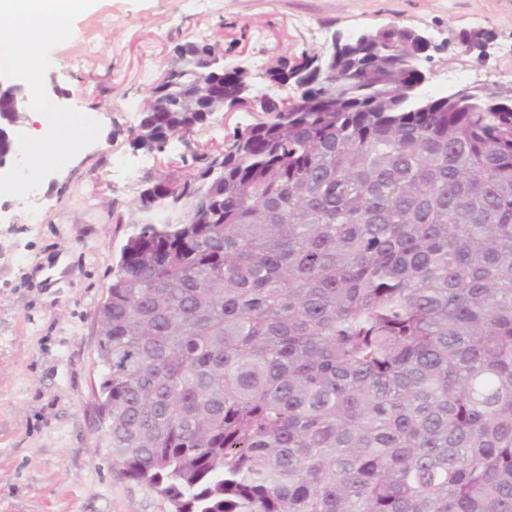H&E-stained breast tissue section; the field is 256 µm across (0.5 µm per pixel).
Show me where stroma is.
I'll return each instance as SVG.
<instances>
[{
	"label": "stroma",
	"instance_id": "obj_1",
	"mask_svg": "<svg viewBox=\"0 0 512 512\" xmlns=\"http://www.w3.org/2000/svg\"><path fill=\"white\" fill-rule=\"evenodd\" d=\"M400 25L426 32L423 94L473 81L512 84V0H98L53 48L50 99L102 124L99 140L37 190L30 205L5 197L0 210V512H171L163 496L123 476L103 441L97 319L140 193L179 177L180 157L214 153L252 123L216 112L189 143L162 153L134 148L141 106L188 41L219 44L225 70L249 69L258 91L277 60L325 50L334 33ZM490 34L486 59L465 52L460 31ZM138 168L114 179L112 163Z\"/></svg>",
	"mask_w": 512,
	"mask_h": 512
}]
</instances>
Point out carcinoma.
Wrapping results in <instances>:
<instances>
[{"mask_svg":"<svg viewBox=\"0 0 512 512\" xmlns=\"http://www.w3.org/2000/svg\"><path fill=\"white\" fill-rule=\"evenodd\" d=\"M178 49L133 144L250 85ZM391 27L143 190L99 312L112 461L173 512H512V86Z\"/></svg>","mask_w":512,"mask_h":512,"instance_id":"1","label":"carcinoma"}]
</instances>
